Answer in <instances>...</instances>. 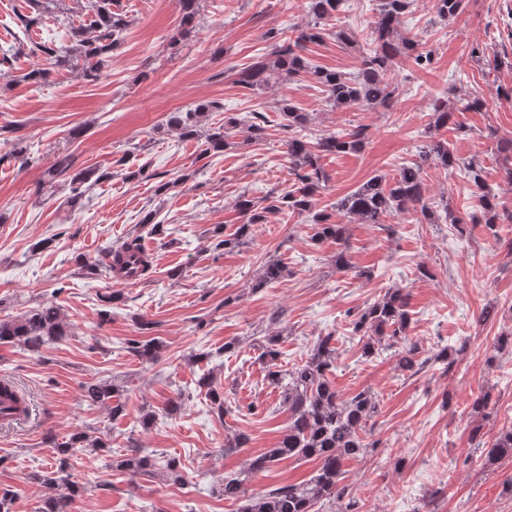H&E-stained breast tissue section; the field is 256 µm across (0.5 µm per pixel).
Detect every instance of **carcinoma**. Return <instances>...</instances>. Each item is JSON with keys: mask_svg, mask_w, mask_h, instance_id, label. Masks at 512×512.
<instances>
[{"mask_svg": "<svg viewBox=\"0 0 512 512\" xmlns=\"http://www.w3.org/2000/svg\"><path fill=\"white\" fill-rule=\"evenodd\" d=\"M51 0H27L34 10L32 15L20 17L24 31H29L39 23L37 12L49 7ZM198 0H182L183 14L181 26L189 30L196 26ZM414 0H378L377 20L371 28L372 48L361 54L357 76L351 77L337 70L320 67L311 68L305 62L302 51L309 43L320 42L329 31L325 21L335 17L345 0H308V9L315 21L298 31L295 37L277 39L270 52L237 74L236 83L241 87L259 91L273 85L308 73L324 88L333 107L344 109L356 104L372 107L390 105L395 88L393 75L398 61L407 56L421 69L431 62V54L418 51L417 36H408L401 30V18L407 13ZM93 19L86 27L72 30L75 42L73 52L84 59L83 74L94 81L102 69L109 67L112 50L117 46L120 32L127 26L121 15L112 11V0H87ZM463 0H435L436 13L443 19L455 17L461 10ZM435 115L434 126L448 124L450 117L448 100L437 97L432 100ZM216 102L201 103L188 112H176L169 119V125L182 138L196 134L197 114L219 110ZM281 127L292 132L286 140L290 169L295 176L292 188L281 193L271 192L259 200L241 195L237 198V209L247 217L234 237L224 238L215 248L238 244L250 233L254 224H264L272 213L310 212L315 206L316 196L325 187L328 176L321 163L329 155L356 153L365 145L367 127L358 125L341 133L321 135L315 142L308 141L303 131L309 122L308 114L301 112L288 99L278 103ZM237 126L230 117L212 128L207 138L208 153L220 154L229 146L228 130ZM420 161L403 167L393 182L386 186L383 178L373 176L358 188L336 201V213L352 217L361 224H380L383 218L405 212L421 203L424 183L421 172L423 163L437 161L446 167L453 163L448 141L433 139L423 147ZM72 165L65 160L58 161L49 168L46 177L53 184L57 178L65 176L71 185L70 195L64 203L72 208L81 207L85 184H93L109 178V171L97 167L71 172ZM481 167L471 163L468 176L475 187L482 211L475 223H484L489 228L497 224L498 213L495 195L492 194L481 176ZM162 235L164 225L154 222L153 213L145 214L141 223L135 225L126 238L114 247L107 248L100 258L90 260L83 255L75 261L86 278L97 281H119L127 285L146 283L153 273L152 257L141 246L143 233ZM346 226L333 219V214L323 211L314 215L313 240L324 242L333 240L346 243ZM286 275V268L275 262L265 266L263 273L255 281L253 288L260 289L279 282ZM103 303L101 320L110 316L112 305L124 301L123 293L110 287L98 294ZM408 294L401 288L389 290L382 298L373 302L356 314L351 321L352 332L360 337L362 353L365 357L375 355L385 340H394L403 335L410 323ZM69 336V330L61 319L59 309L54 305H42L21 317L0 319V344H16L25 347L38 356L49 345L61 342ZM332 335L318 337L304 363L293 369L268 370L267 381L273 386L285 388L284 404L288 407V429L277 446L253 459L246 470L236 475L224 477L220 492L224 499L239 502L238 512H318V507L330 502L348 499L342 512H356V500L342 485L343 464L359 456L367 444L362 438L366 422L375 413L377 404L372 394L362 390L347 398L333 385L329 373L336 362V347ZM162 343L156 338L135 339L127 342L126 351L145 364H152L158 358ZM416 347L398 353V366L412 373L423 369L428 360H415ZM199 387L206 390L213 409L224 415V396L214 386L213 380L203 377ZM82 401L90 407H104L109 416L117 418L124 414L118 389L103 380L89 382L82 386ZM46 443L56 455L55 467L50 470H36L28 479L47 487H60L63 492L53 494L43 500L40 512H71L74 500L86 493L85 488L70 479L69 459L78 448H104L102 438L89 439L86 433L77 431L65 441H58L49 433ZM476 447L484 449L487 460L496 462L512 459V429L498 436L491 443L478 442ZM314 459L318 461L315 474L306 482L277 487L255 499L246 498L245 476L264 470L284 459ZM116 466L134 474H149L156 466L155 458L142 449L133 446L127 457L116 461Z\"/></svg>", "mask_w": 512, "mask_h": 512, "instance_id": "cac0c4a2", "label": "carcinoma"}]
</instances>
